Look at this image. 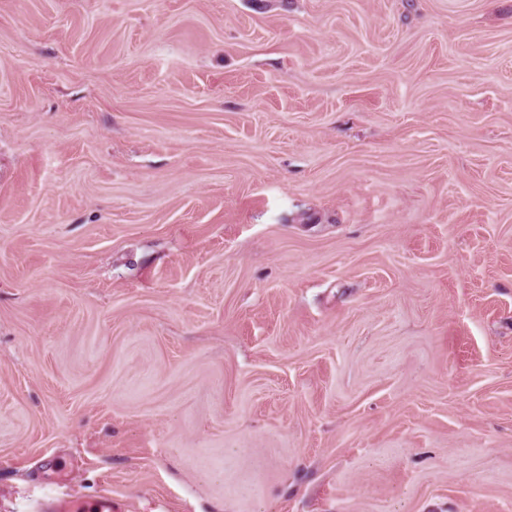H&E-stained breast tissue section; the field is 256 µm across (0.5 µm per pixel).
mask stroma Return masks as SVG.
<instances>
[{
	"label": "stroma",
	"instance_id": "35a3bbf8",
	"mask_svg": "<svg viewBox=\"0 0 512 512\" xmlns=\"http://www.w3.org/2000/svg\"><path fill=\"white\" fill-rule=\"evenodd\" d=\"M512 512V0H0V512ZM54 512H112L111 497L101 496L89 498L83 495H70L58 498Z\"/></svg>",
	"mask_w": 512,
	"mask_h": 512
}]
</instances>
